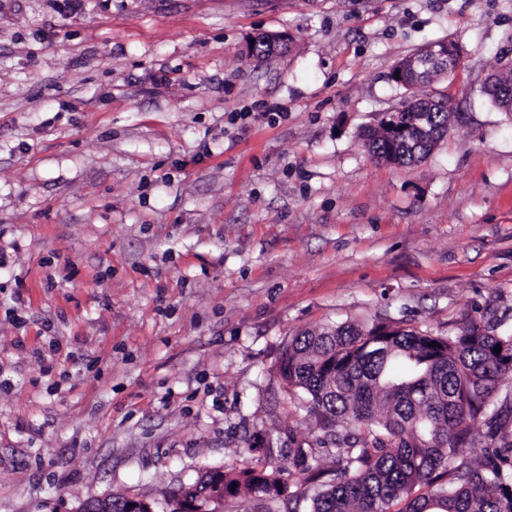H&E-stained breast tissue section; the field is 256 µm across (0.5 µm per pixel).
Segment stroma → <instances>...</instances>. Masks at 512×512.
Segmentation results:
<instances>
[{"instance_id":"35a3bbf8","label":"stroma","mask_w":512,"mask_h":512,"mask_svg":"<svg viewBox=\"0 0 512 512\" xmlns=\"http://www.w3.org/2000/svg\"><path fill=\"white\" fill-rule=\"evenodd\" d=\"M511 34L512 0H0V512L312 440L276 372L301 332L511 324ZM444 37L447 136L376 160L394 64ZM491 80L490 85H487L485 93L490 96L495 106L503 112H512V95L506 96L501 90V94L504 95L501 98L498 90L506 86L512 89V56L509 58L505 51L500 53V67L497 72L492 74L489 78Z\"/></svg>"}]
</instances>
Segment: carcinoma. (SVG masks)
<instances>
[{
	"label": "carcinoma",
	"instance_id": "carcinoma-1",
	"mask_svg": "<svg viewBox=\"0 0 512 512\" xmlns=\"http://www.w3.org/2000/svg\"><path fill=\"white\" fill-rule=\"evenodd\" d=\"M448 43L415 51L428 65L407 74L397 104L410 124L426 116L435 138L388 141L376 127L368 135L372 157L414 163L448 132L456 115L448 95L419 93L446 68L456 69ZM272 51L265 34L248 48L259 60ZM490 80L485 93L511 113L512 95L498 90L512 89V57L500 53ZM460 324L458 334L437 336L346 321L292 337L277 371L318 422L320 447L290 437L277 462L264 448L265 465L208 469L181 491L202 500L222 486L224 497L242 499L241 512H258L253 501H290L308 491L309 512H512V384H505L512 377V325L493 313L465 314ZM477 441L485 444L480 460L461 456ZM321 451L332 457L327 469L316 465Z\"/></svg>",
	"mask_w": 512,
	"mask_h": 512
}]
</instances>
